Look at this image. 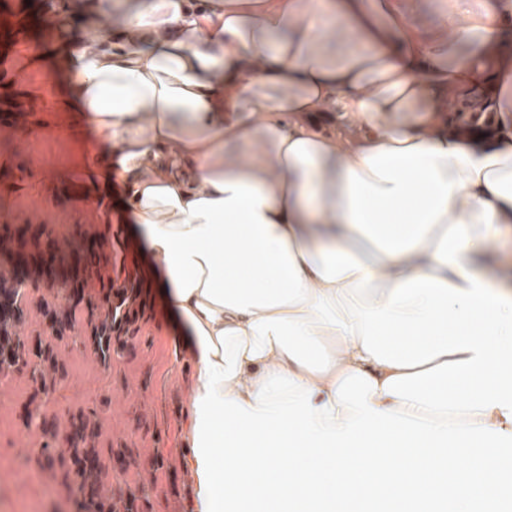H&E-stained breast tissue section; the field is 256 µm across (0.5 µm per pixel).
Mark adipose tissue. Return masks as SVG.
I'll return each mask as SVG.
<instances>
[{
	"instance_id": "1",
	"label": "adipose tissue",
	"mask_w": 512,
	"mask_h": 512,
	"mask_svg": "<svg viewBox=\"0 0 512 512\" xmlns=\"http://www.w3.org/2000/svg\"><path fill=\"white\" fill-rule=\"evenodd\" d=\"M100 7L119 31L24 96L107 143L81 162L161 262L195 512H341L380 487L394 512H512V0L444 60L388 0ZM465 85L507 114L492 135L438 123Z\"/></svg>"
}]
</instances>
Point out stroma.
Segmentation results:
<instances>
[{"instance_id":"1","label":"stroma","mask_w":512,"mask_h":512,"mask_svg":"<svg viewBox=\"0 0 512 512\" xmlns=\"http://www.w3.org/2000/svg\"><path fill=\"white\" fill-rule=\"evenodd\" d=\"M394 3L422 48L441 55L455 25H481L492 0ZM80 151L74 136L48 126L20 141L0 137V215L25 218L33 199L46 214L44 226L24 250L0 252V269L17 273L28 290L47 295L65 290L71 277L87 275L92 261L111 255L108 240L116 236L124 240L127 257L138 261L141 291L149 306L146 320L140 323L143 342L112 375L82 347L67 350L70 375L54 393L49 408L62 417L110 398L109 407L100 414L104 440H132L148 454L162 449L170 468L155 478L157 510L191 512L195 481L184 462L192 449L186 411L192 396L193 360L175 327L162 322V308L155 295L161 266L139 241L135 225L123 221L120 195L112 197L118 222L110 227L86 221V199L77 197L65 205L59 202L53 172L69 166ZM29 392L27 374L0 379V512H67L71 496L51 470L42 468L29 476L4 467L7 461L23 459L27 449L39 440L37 433L22 427L19 418ZM138 417L143 420L139 427L134 424Z\"/></svg>"}]
</instances>
